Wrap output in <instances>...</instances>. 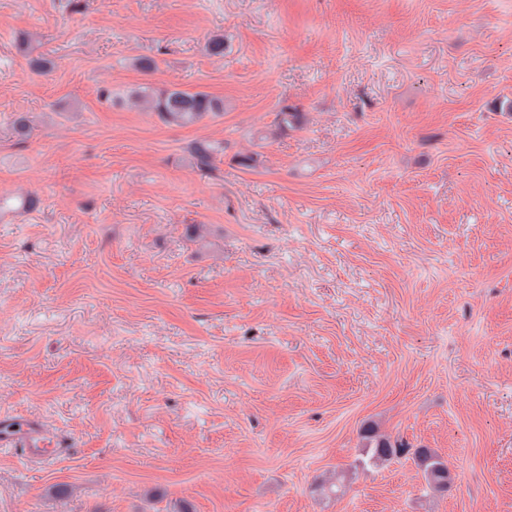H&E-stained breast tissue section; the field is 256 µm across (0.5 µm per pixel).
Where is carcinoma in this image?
Returning a JSON list of instances; mask_svg holds the SVG:
<instances>
[{
	"instance_id": "cac0c4a2",
	"label": "carcinoma",
	"mask_w": 512,
	"mask_h": 512,
	"mask_svg": "<svg viewBox=\"0 0 512 512\" xmlns=\"http://www.w3.org/2000/svg\"><path fill=\"white\" fill-rule=\"evenodd\" d=\"M131 101L135 106L155 113L169 125H193L209 114L224 111V101L200 91H157L150 86H141L133 91ZM298 123L299 113L288 105L283 106L274 119V125L280 130ZM223 152L224 146L219 141H198L191 150L192 161L197 169L210 170ZM361 440L363 454L359 465L382 466L395 458L410 457L420 470L427 488L440 492L450 487L452 476L448 461L437 452L429 448H410L402 442H393L387 434L372 426L363 430ZM346 480V472H336L322 482L320 490L336 495L345 487Z\"/></svg>"
}]
</instances>
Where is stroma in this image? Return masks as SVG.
<instances>
[{
    "mask_svg": "<svg viewBox=\"0 0 512 512\" xmlns=\"http://www.w3.org/2000/svg\"><path fill=\"white\" fill-rule=\"evenodd\" d=\"M1 197L0 512H512V0H0ZM130 98L135 106L154 112L169 125H193L209 114L224 110V101L200 91H156L150 86H141ZM224 152V146L219 141H198L194 144L191 154L192 161L201 171L211 170L215 160ZM0 453L7 455L22 454L35 462L52 463L61 456L66 444L58 442L51 445L46 434L36 425L1 415ZM11 425V426H9ZM363 443L362 458L359 465L378 466L390 462L394 458L411 457L422 474L427 488L440 492L448 491L452 483L448 462L437 452L429 448H409L404 443L392 442L390 437L370 426L361 434Z\"/></svg>",
    "mask_w": 512,
    "mask_h": 512,
    "instance_id": "1",
    "label": "stroma"
}]
</instances>
